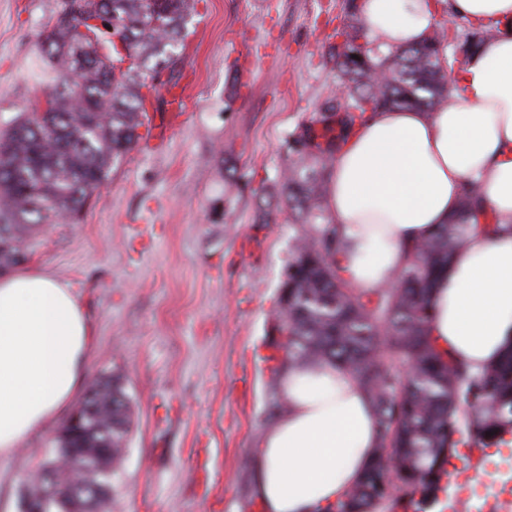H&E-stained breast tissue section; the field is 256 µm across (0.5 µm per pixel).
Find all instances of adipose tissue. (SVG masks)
<instances>
[{
  "instance_id": "adipose-tissue-1",
  "label": "adipose tissue",
  "mask_w": 512,
  "mask_h": 512,
  "mask_svg": "<svg viewBox=\"0 0 512 512\" xmlns=\"http://www.w3.org/2000/svg\"><path fill=\"white\" fill-rule=\"evenodd\" d=\"M494 39L471 57L452 100L433 112L367 114L336 156L329 216L342 238L340 275L376 287L457 210L467 183L483 214L512 215V0H362L382 49L421 42L441 11ZM429 334L470 372L512 343V226L472 231L429 297ZM93 331L74 289L36 267L0 274V456L54 424L87 377ZM288 410L253 463L263 512H334L378 442L372 405L350 371L320 363L279 378Z\"/></svg>"
}]
</instances>
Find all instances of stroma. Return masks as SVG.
I'll use <instances>...</instances> for the list:
<instances>
[{"mask_svg": "<svg viewBox=\"0 0 512 512\" xmlns=\"http://www.w3.org/2000/svg\"><path fill=\"white\" fill-rule=\"evenodd\" d=\"M350 0H200L167 77L184 112L142 144L28 265L69 282L93 330L87 376L124 379L133 428L110 512H262L246 467L273 420L260 359L305 225L276 202L293 135L336 92V27ZM57 0H0V129L42 97V33ZM273 206L258 221L259 195ZM54 428L0 456V506ZM470 494L512 489V446L456 448Z\"/></svg>", "mask_w": 512, "mask_h": 512, "instance_id": "stroma-1", "label": "stroma"}]
</instances>
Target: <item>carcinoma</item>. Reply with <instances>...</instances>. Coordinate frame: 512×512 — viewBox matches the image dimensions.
<instances>
[{
	"instance_id": "cac0c4a2",
	"label": "carcinoma",
	"mask_w": 512,
	"mask_h": 512,
	"mask_svg": "<svg viewBox=\"0 0 512 512\" xmlns=\"http://www.w3.org/2000/svg\"><path fill=\"white\" fill-rule=\"evenodd\" d=\"M198 0H61L47 26L43 58L49 85L33 112L0 131V273L27 257L40 230L59 216H76L151 131L145 123L163 72L172 67ZM497 34L471 27L454 36L434 27L416 46L382 51L347 11L336 35L340 84L347 97L325 101L340 112L339 132L293 137L280 182L292 223L308 224L276 300L272 379L290 368L334 364L358 378L375 411L378 448L362 479L336 512H425L448 475L453 449L499 447L512 435V350L470 374L436 350L428 327V296L453 254L480 223L478 185L469 183L459 206L413 249L392 282L364 294L340 277V232L327 211L333 154L367 112L448 104L472 52ZM448 45V66L438 48ZM401 362L405 371L393 365ZM79 425L64 426L65 443L84 448L79 470L58 486L111 470L118 475L133 420L121 378L102 375L87 385ZM48 462L27 478L25 492L48 491Z\"/></svg>"
}]
</instances>
